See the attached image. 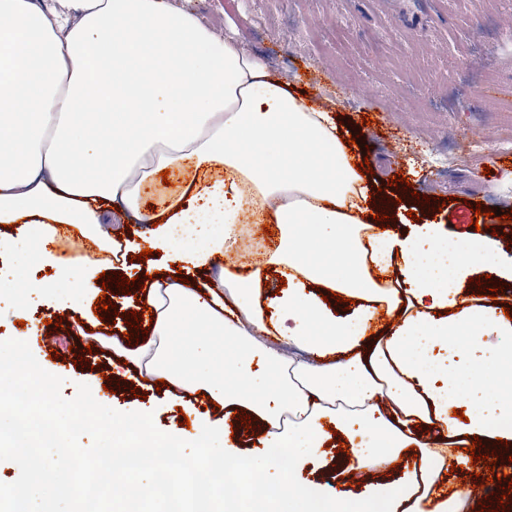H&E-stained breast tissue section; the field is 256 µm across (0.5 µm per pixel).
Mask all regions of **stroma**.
Wrapping results in <instances>:
<instances>
[{"mask_svg": "<svg viewBox=\"0 0 512 512\" xmlns=\"http://www.w3.org/2000/svg\"><path fill=\"white\" fill-rule=\"evenodd\" d=\"M222 37L258 53L310 104L334 101V117L356 138L357 158H368L370 180L394 198L397 230L438 224L463 239L474 236L468 212L482 205L498 247L512 256V147L497 138L504 116L488 111L486 87L512 91V0H173ZM374 114L370 127L362 118ZM480 153L467 150L471 139ZM405 176L408 187L392 186ZM117 299L116 311L97 315V300L52 319L56 298L42 297L24 320L0 306V341L49 333L51 347L34 356L48 372L82 377L98 400L124 413L149 410L154 431L169 433L209 411L206 399L183 416L165 392L134 369L117 370L110 342L126 332L135 295ZM90 355L103 373L85 371L67 352ZM116 384L104 390L105 381Z\"/></svg>", "mask_w": 512, "mask_h": 512, "instance_id": "stroma-1", "label": "stroma"}]
</instances>
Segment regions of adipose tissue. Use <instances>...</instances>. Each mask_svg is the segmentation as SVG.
I'll return each instance as SVG.
<instances>
[{"label": "adipose tissue", "mask_w": 512, "mask_h": 512, "mask_svg": "<svg viewBox=\"0 0 512 512\" xmlns=\"http://www.w3.org/2000/svg\"><path fill=\"white\" fill-rule=\"evenodd\" d=\"M164 170L183 189L147 207ZM115 205L155 224L167 261L188 275L218 270L219 283L125 267L146 282L154 318L138 343L113 337L114 354L140 378L165 380L177 402L200 394L248 415L260 452L239 463L224 416L209 414L195 434L160 436L144 413L136 438H119L124 415L97 401L84 424L107 443L113 512H472L470 489L446 481L470 464L473 439L499 460L512 446V342L473 357L483 331L512 339V319L475 303L463 282L478 270L512 281V258L437 224L376 228L371 213L391 204L352 165L329 111L168 0H0V224L16 228L0 235V255L53 262L47 246L62 225L99 251H136L102 227ZM267 218L279 247L244 272L218 267L244 225ZM270 268L286 291L262 294ZM102 269L63 262L57 281H15L12 308L25 316L61 282L89 293ZM335 293L354 307L336 309ZM382 313L393 322L381 328ZM183 323L231 352L201 360L177 339ZM332 429L349 444L342 476L370 477L363 495L295 480ZM217 468L220 497L209 492Z\"/></svg>", "instance_id": "obj_1"}]
</instances>
